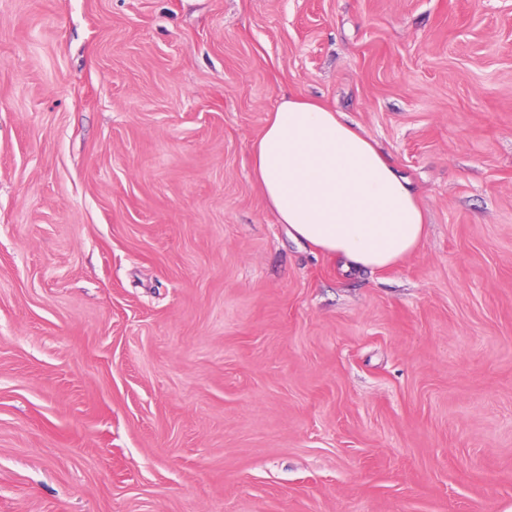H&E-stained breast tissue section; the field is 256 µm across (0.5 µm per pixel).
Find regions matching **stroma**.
Instances as JSON below:
<instances>
[{
	"label": "stroma",
	"instance_id": "35a3bbf8",
	"mask_svg": "<svg viewBox=\"0 0 512 512\" xmlns=\"http://www.w3.org/2000/svg\"><path fill=\"white\" fill-rule=\"evenodd\" d=\"M420 246L288 239L286 97ZM0 512H512V0H0ZM252 171L288 236L347 271L388 269L424 236L410 180L315 101L288 98L276 106L253 145Z\"/></svg>",
	"mask_w": 512,
	"mask_h": 512
}]
</instances>
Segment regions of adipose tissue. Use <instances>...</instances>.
Here are the masks:
<instances>
[{"label":"adipose tissue","mask_w":512,"mask_h":512,"mask_svg":"<svg viewBox=\"0 0 512 512\" xmlns=\"http://www.w3.org/2000/svg\"><path fill=\"white\" fill-rule=\"evenodd\" d=\"M252 171L289 236L348 271L415 251L424 216L410 180L362 132L307 99L282 100L252 150Z\"/></svg>","instance_id":"ef3b65f1"}]
</instances>
